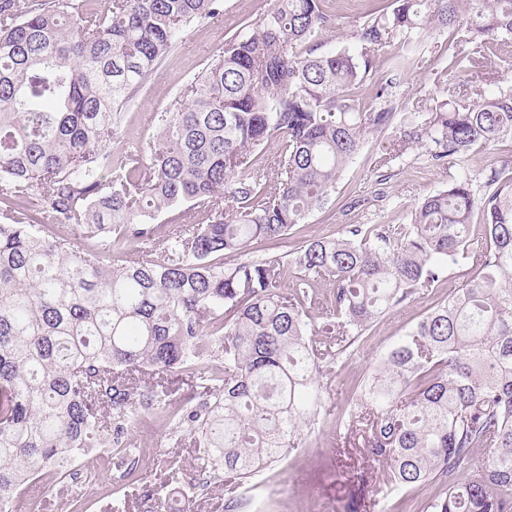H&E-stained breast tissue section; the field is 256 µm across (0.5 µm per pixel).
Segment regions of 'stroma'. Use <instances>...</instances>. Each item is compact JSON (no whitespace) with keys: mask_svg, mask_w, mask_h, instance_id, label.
<instances>
[{"mask_svg":"<svg viewBox=\"0 0 512 512\" xmlns=\"http://www.w3.org/2000/svg\"><path fill=\"white\" fill-rule=\"evenodd\" d=\"M224 8L213 20L192 25L164 63L145 80L135 103L126 110L112 147L131 149L154 132V112L167 106L180 85L194 77L224 44L248 21L271 9L274 0H223ZM371 5L369 0H333L331 9L337 20L322 34L325 49L350 47L348 32ZM453 39L448 28H428L411 35L409 42L394 41L379 53L376 67L362 87L363 97L374 96L381 82H395L398 111L416 113L418 121L430 117L438 101L446 97L447 83L463 86L468 92L494 93L512 89V55L488 57L475 71H457L447 78L448 46ZM512 161V140L506 139L471 152L466 161L449 160L442 165L427 161L420 146L400 149L393 131L370 134L348 166L327 205L315 211L300 233L277 241L252 245L253 259L287 258L302 240L322 238L341 232L348 224H406L416 205L429 193L445 188L461 171L480 177L488 161ZM390 178L376 185L378 172ZM382 200H373L374 192ZM456 273H449L438 287L376 320L364 334L357 356L343 364L324 366L325 398L344 409L352 388L366 375L378 356L399 336L405 334L424 314L446 300L459 288ZM130 434L137 447L149 452H164L182 465L184 472L197 469L203 451L192 443H178L174 424L165 412L152 411L135 421ZM99 497L83 502L84 512H112L114 497L126 501V512H156L157 502L145 501L144 494L157 491L164 475L155 462H148L147 475L135 485L119 486L114 470L92 464ZM388 468L368 457L362 432H350L338 420L319 419L305 442L287 459L265 466L253 484L231 492L223 479L214 478L194 496V512H228V503L244 500L256 492L266 512H372V501L386 488Z\"/></svg>","mask_w":512,"mask_h":512,"instance_id":"obj_1","label":"stroma"}]
</instances>
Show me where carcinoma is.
Masks as SVG:
<instances>
[{
  "label": "carcinoma",
  "mask_w": 512,
  "mask_h": 512,
  "mask_svg": "<svg viewBox=\"0 0 512 512\" xmlns=\"http://www.w3.org/2000/svg\"><path fill=\"white\" fill-rule=\"evenodd\" d=\"M324 2L275 0L154 113L150 138L116 155L121 112L221 0H35L23 15L0 0V512L72 459L142 480L128 426L155 409L205 449L204 471L250 481L321 416L322 362L350 357L461 259V288L382 352L346 425L365 426L392 491L444 482L429 512H512L509 165L430 193L407 224H348L285 263L244 259L322 209L371 133L390 128L436 165L512 139V90L461 100L450 86L426 122L399 126L393 82L361 95L375 52L455 26L464 0L373 8L337 52L321 50ZM468 9L474 54L456 42L450 70L512 46V0ZM61 224L106 238L76 250ZM132 241L142 248L106 263ZM322 281L336 337L318 342L306 304ZM164 374L195 379L199 400L167 403Z\"/></svg>",
  "instance_id": "obj_1"
}]
</instances>
